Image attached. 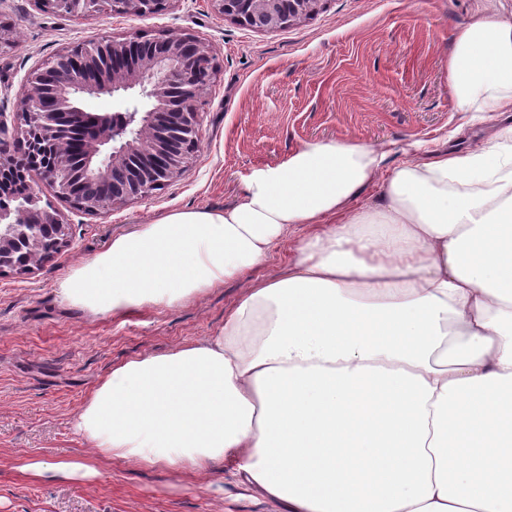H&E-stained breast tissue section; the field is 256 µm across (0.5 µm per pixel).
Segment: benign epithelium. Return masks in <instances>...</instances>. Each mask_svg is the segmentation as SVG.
Here are the masks:
<instances>
[{
	"mask_svg": "<svg viewBox=\"0 0 512 512\" xmlns=\"http://www.w3.org/2000/svg\"><path fill=\"white\" fill-rule=\"evenodd\" d=\"M67 13L95 11L100 0H38ZM172 0H110L120 14L161 10ZM226 19L270 30L313 15L322 0H211ZM215 70L211 49L192 36L112 38L77 46L34 70L22 97L21 151L0 148V272H29L67 244L68 225L40 205L31 174L59 197L95 213L119 204L108 195L85 200L82 184L119 172L124 201L144 198L176 177L199 143L197 99ZM139 90L137 106L89 121L85 94Z\"/></svg>",
	"mask_w": 512,
	"mask_h": 512,
	"instance_id": "7a95c632",
	"label": "benign epithelium"
}]
</instances>
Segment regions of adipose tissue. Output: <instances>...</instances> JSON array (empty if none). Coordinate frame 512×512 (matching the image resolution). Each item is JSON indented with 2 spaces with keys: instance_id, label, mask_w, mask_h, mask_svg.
I'll list each match as a JSON object with an SVG mask.
<instances>
[{
  "instance_id": "adipose-tissue-1",
  "label": "adipose tissue",
  "mask_w": 512,
  "mask_h": 512,
  "mask_svg": "<svg viewBox=\"0 0 512 512\" xmlns=\"http://www.w3.org/2000/svg\"><path fill=\"white\" fill-rule=\"evenodd\" d=\"M448 81L455 111L493 124L468 149L388 171L383 147L307 142L233 206L73 266L58 298L95 314L245 282L217 335L112 368L75 433L161 468L231 459L275 512H512V8L454 30ZM288 239L285 272L248 280Z\"/></svg>"
}]
</instances>
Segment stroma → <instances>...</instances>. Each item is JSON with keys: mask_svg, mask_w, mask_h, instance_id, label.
Segmentation results:
<instances>
[{"mask_svg": "<svg viewBox=\"0 0 512 512\" xmlns=\"http://www.w3.org/2000/svg\"><path fill=\"white\" fill-rule=\"evenodd\" d=\"M484 0H324L292 26L255 30L225 19L211 0H171L145 15L110 8L88 16L40 0H0V117L13 141L27 76L59 53L109 37L187 34L205 42L215 73L197 102L201 141L162 189L87 212L41 177L42 206L69 226L68 244L26 273H0V512H272L241 486L231 461L206 475L161 470L89 448L72 429L87 393L113 367L216 335L243 288L229 280L173 307L92 314L59 304L55 287L113 237L176 209H221L259 169L314 140L389 147L400 165L409 142L442 147L461 128L466 148L483 127L454 109L448 57L454 28ZM78 461L91 477H38L26 466Z\"/></svg>", "mask_w": 512, "mask_h": 512, "instance_id": "stroma-1", "label": "stroma"}]
</instances>
